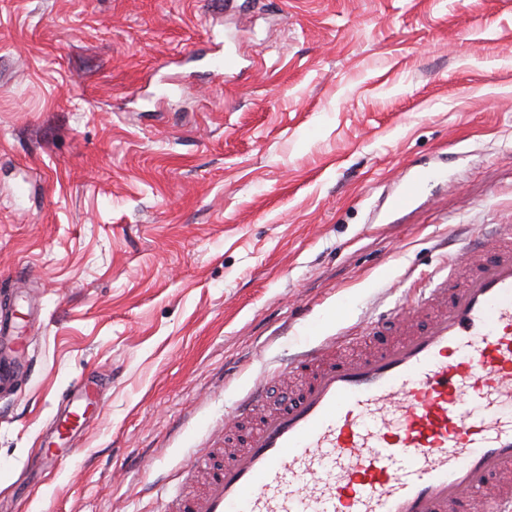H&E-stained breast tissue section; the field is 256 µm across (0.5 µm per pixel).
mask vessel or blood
<instances>
[{"label": "vessel or blood", "mask_w": 512, "mask_h": 512, "mask_svg": "<svg viewBox=\"0 0 512 512\" xmlns=\"http://www.w3.org/2000/svg\"><path fill=\"white\" fill-rule=\"evenodd\" d=\"M431 178L412 170L392 209ZM448 262L451 274L407 305L280 364L278 382H308L276 409L266 381L254 383L235 409L242 449L225 454L214 430L188 462L210 467L204 488L165 493L166 512H461L493 480L486 512H512V225L461 238ZM365 336L377 350L348 356ZM92 394L69 389L58 429Z\"/></svg>", "instance_id": "b4317fda"}]
</instances>
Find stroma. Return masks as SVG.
<instances>
[{
	"label": "stroma",
	"instance_id": "35a3bbf8",
	"mask_svg": "<svg viewBox=\"0 0 512 512\" xmlns=\"http://www.w3.org/2000/svg\"><path fill=\"white\" fill-rule=\"evenodd\" d=\"M239 2L0 0V512H163L266 370L512 224V0ZM432 178L433 174L427 169H413L397 184L390 199L392 209L402 210L411 206L417 199L421 188ZM90 384L96 385L95 381H87L81 385L74 386L72 389L68 390V402L69 407L71 406V410H67L65 413L61 414V417L57 423L55 429V435L53 438H57V440H63V429L65 432L73 429L71 427V418L74 415L83 416L81 414V409L83 405L91 399V396L94 392V388L90 387Z\"/></svg>",
	"mask_w": 512,
	"mask_h": 512
}]
</instances>
